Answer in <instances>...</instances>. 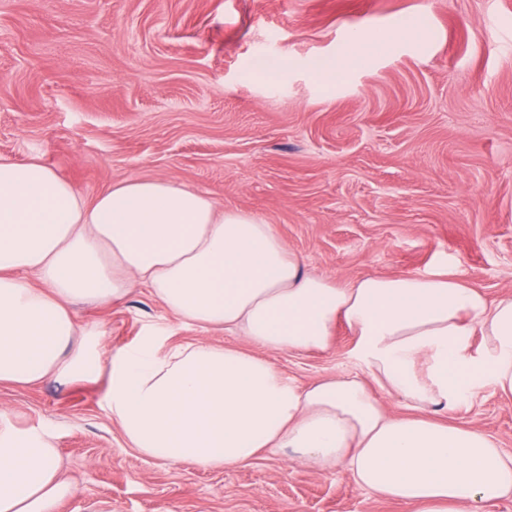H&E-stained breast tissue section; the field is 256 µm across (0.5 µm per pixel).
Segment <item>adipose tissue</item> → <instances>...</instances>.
<instances>
[{"mask_svg": "<svg viewBox=\"0 0 512 512\" xmlns=\"http://www.w3.org/2000/svg\"><path fill=\"white\" fill-rule=\"evenodd\" d=\"M138 288L248 348H168L150 332L104 358L102 332L80 327L73 305ZM342 325L367 376L300 386L269 359L328 350ZM103 369L113 421L153 459L224 469L288 448L410 512H491L512 498V453L447 420L484 378L512 395L511 292L491 301L447 271L340 283L308 270L272 225L174 180L125 178L89 200L41 160L0 159V384ZM383 393L407 415L387 413ZM71 492L53 437L1 410L0 512H56Z\"/></svg>", "mask_w": 512, "mask_h": 512, "instance_id": "1", "label": "adipose tissue"}]
</instances>
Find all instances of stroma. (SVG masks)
I'll return each mask as SVG.
<instances>
[{"instance_id":"obj_1","label":"stroma","mask_w":512,"mask_h":512,"mask_svg":"<svg viewBox=\"0 0 512 512\" xmlns=\"http://www.w3.org/2000/svg\"><path fill=\"white\" fill-rule=\"evenodd\" d=\"M387 49L356 56V32ZM349 56L322 82L320 61ZM40 158L85 198L168 178L271 224L340 282L452 269L512 292V0H0V158ZM107 348L244 339L179 322L146 291L75 307ZM339 327L328 351L276 353L306 385L365 374ZM107 378L0 385L19 428L52 434L74 491L58 512H408L344 470L287 452L211 469L143 456ZM512 452V396L485 383L450 417Z\"/></svg>"}]
</instances>
